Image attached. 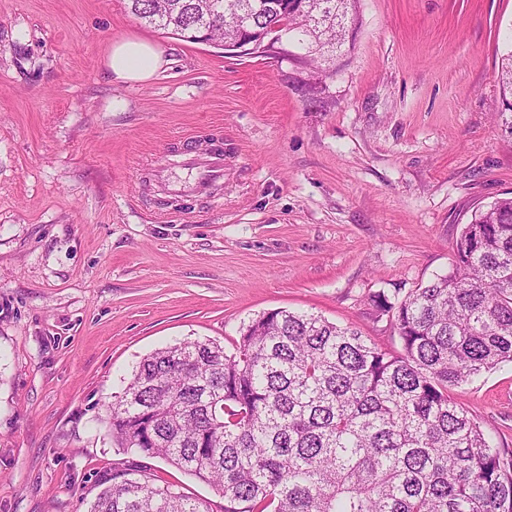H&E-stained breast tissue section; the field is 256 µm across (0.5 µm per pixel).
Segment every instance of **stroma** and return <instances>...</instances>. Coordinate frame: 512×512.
I'll return each instance as SVG.
<instances>
[{
  "label": "stroma",
  "instance_id": "35a3bbf8",
  "mask_svg": "<svg viewBox=\"0 0 512 512\" xmlns=\"http://www.w3.org/2000/svg\"><path fill=\"white\" fill-rule=\"evenodd\" d=\"M327 74L225 54L127 0H0V512H88L131 463L96 416L143 356L274 309L402 342L370 297L447 273L471 214L512 192L494 111L512 0H359ZM136 37L166 64L113 80ZM215 194L176 197L190 143ZM451 397L512 448V363ZM182 166L194 177L191 182L181 183L172 189L176 194L205 193L212 190L224 178V152L219 142L212 145L208 153H187Z\"/></svg>",
  "mask_w": 512,
  "mask_h": 512
}]
</instances>
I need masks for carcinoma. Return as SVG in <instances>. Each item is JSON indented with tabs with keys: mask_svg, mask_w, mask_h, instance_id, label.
Segmentation results:
<instances>
[{
	"mask_svg": "<svg viewBox=\"0 0 512 512\" xmlns=\"http://www.w3.org/2000/svg\"><path fill=\"white\" fill-rule=\"evenodd\" d=\"M140 21L186 42L212 26L222 44L246 15L320 63L356 0H129ZM499 83L512 115V33ZM444 275L371 302L402 352L354 325L272 310L242 327L234 352L207 339L142 358L107 406L126 454L161 458L209 483L220 512H512V450L490 445L449 396L512 362V196L477 209ZM88 512H214L142 467H112Z\"/></svg>",
	"mask_w": 512,
	"mask_h": 512,
	"instance_id": "carcinoma-1",
	"label": "carcinoma"
}]
</instances>
